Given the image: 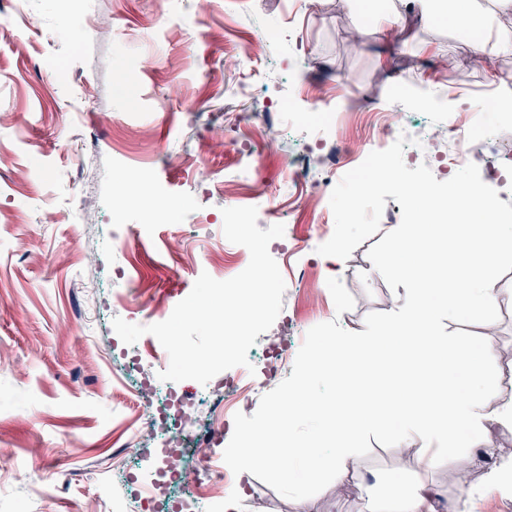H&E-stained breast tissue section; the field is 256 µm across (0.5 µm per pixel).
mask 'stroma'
<instances>
[{
  "label": "stroma",
  "mask_w": 512,
  "mask_h": 512,
  "mask_svg": "<svg viewBox=\"0 0 512 512\" xmlns=\"http://www.w3.org/2000/svg\"><path fill=\"white\" fill-rule=\"evenodd\" d=\"M107 16L110 31L96 22ZM279 40H265L267 30ZM252 58L242 51L252 43ZM468 35L439 26L374 32L356 0H0V512H113L123 497L112 472L123 463L118 436L141 415L129 366L145 374L169 356L152 335L124 344L114 318L139 325L166 320L201 273L223 279L244 270L248 250L223 234V208L254 206L257 225L288 228L269 252L288 287L272 327L258 335L248 366L263 389L229 428L260 419L300 375L305 353L326 336L365 335L391 314L394 279L376 274L393 229L417 222L407 196L354 192L325 171L331 157L357 158L377 124L418 87L445 97L461 126L481 121L496 154L469 143L470 168L441 163L444 142L427 137L432 110L411 115L405 136L384 144L399 181L442 188L484 175L512 159V116L482 111L512 76V53L466 68ZM320 89L337 116L315 142L288 126L306 118L304 91ZM281 132L269 134L267 124ZM297 159L301 177L286 166ZM148 172L176 210L150 223L148 206L118 203L116 192ZM93 198L81 208L80 194ZM357 197L364 221L345 204ZM55 209L58 223L43 221ZM328 222L347 245L324 244L313 227ZM97 254L84 268L81 249ZM308 269L310 285L293 282ZM501 290L489 311L458 319L441 311L436 329L460 351L492 338L490 390L512 398V254L490 270ZM279 337L291 346L288 368L264 385L261 353ZM248 366L239 367L246 374ZM398 453L387 426L370 428L352 459L354 477L375 476L378 493L393 481ZM444 505L454 508L476 474L453 459L429 471ZM239 512H361L359 491L338 493L331 477L287 490L264 471L232 480Z\"/></svg>",
  "instance_id": "1"
}]
</instances>
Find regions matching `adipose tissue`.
Here are the masks:
<instances>
[{"instance_id": "1", "label": "adipose tissue", "mask_w": 512, "mask_h": 512, "mask_svg": "<svg viewBox=\"0 0 512 512\" xmlns=\"http://www.w3.org/2000/svg\"><path fill=\"white\" fill-rule=\"evenodd\" d=\"M364 12L385 25L403 28L409 16L469 32L484 29L495 14L512 12V0H362ZM417 209L450 210L468 224L467 235L447 224H406L395 228L399 241L383 268L399 280L392 316L381 329L364 336H328L311 353L299 382L267 408L262 420L242 431L229 449L226 465L248 471L264 468L288 486L332 471L337 485L349 479L348 461L368 428L389 425L398 451L414 450L420 478L394 483L387 496L366 494L363 512H437L429 468L454 456L461 469L481 468L480 487L459 497L467 507L475 491L512 495V454L494 445L464 449L473 432L512 430V403L500 402L486 387L480 362L493 359L490 340L474 347L470 358L436 333L438 304L445 301L457 316L492 309L500 290L488 275L501 254L512 253V225L501 223L496 202L483 183L449 185L439 195L420 187L412 192ZM310 425L297 441L290 422ZM422 448H414L415 439Z\"/></svg>"}]
</instances>
